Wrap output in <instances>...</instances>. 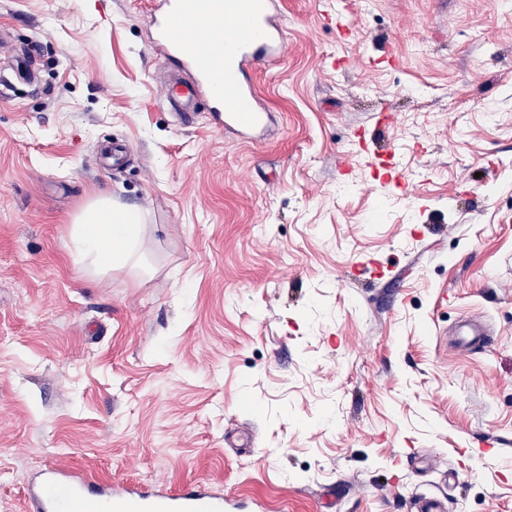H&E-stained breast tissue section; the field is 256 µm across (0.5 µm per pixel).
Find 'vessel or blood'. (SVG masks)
Returning <instances> with one entry per match:
<instances>
[{
	"label": "vessel or blood",
	"instance_id": "b4317fda",
	"mask_svg": "<svg viewBox=\"0 0 512 512\" xmlns=\"http://www.w3.org/2000/svg\"><path fill=\"white\" fill-rule=\"evenodd\" d=\"M274 7V0H160L150 12L154 45L182 68L165 91L181 120L193 119L206 98L221 113L225 131L254 136L266 127L269 115L245 74L288 53ZM25 512H227V502L207 482L146 488L51 467L28 492Z\"/></svg>",
	"mask_w": 512,
	"mask_h": 512
}]
</instances>
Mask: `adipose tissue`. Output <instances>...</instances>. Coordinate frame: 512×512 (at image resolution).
I'll return each instance as SVG.
<instances>
[{
  "mask_svg": "<svg viewBox=\"0 0 512 512\" xmlns=\"http://www.w3.org/2000/svg\"><path fill=\"white\" fill-rule=\"evenodd\" d=\"M147 226L140 210L112 204L105 197L94 200L74 220L71 240L77 262L100 270L141 268L140 247Z\"/></svg>",
  "mask_w": 512,
  "mask_h": 512,
  "instance_id": "adipose-tissue-1",
  "label": "adipose tissue"
}]
</instances>
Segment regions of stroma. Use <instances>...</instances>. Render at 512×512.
Here are the masks:
<instances>
[{
  "label": "stroma",
  "mask_w": 512,
  "mask_h": 512,
  "mask_svg": "<svg viewBox=\"0 0 512 512\" xmlns=\"http://www.w3.org/2000/svg\"><path fill=\"white\" fill-rule=\"evenodd\" d=\"M148 9L0 0L38 45L0 69L39 76L0 98V512L48 464L235 512H512V0H279L258 143L177 121ZM101 195L150 274L74 260Z\"/></svg>",
  "instance_id": "35a3bbf8"
}]
</instances>
